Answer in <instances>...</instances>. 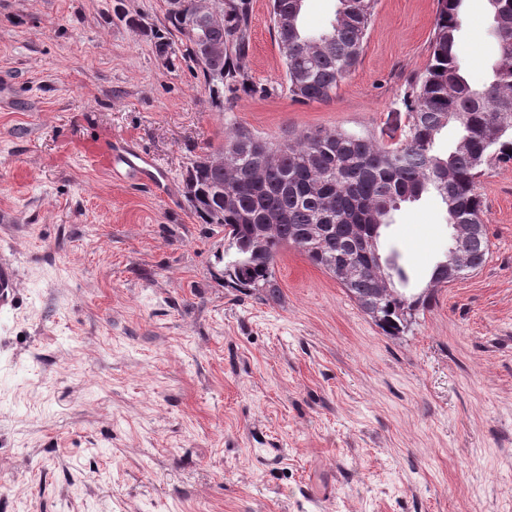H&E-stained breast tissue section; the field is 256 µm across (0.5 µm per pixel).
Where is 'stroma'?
<instances>
[{"instance_id": "stroma-1", "label": "stroma", "mask_w": 512, "mask_h": 512, "mask_svg": "<svg viewBox=\"0 0 512 512\" xmlns=\"http://www.w3.org/2000/svg\"><path fill=\"white\" fill-rule=\"evenodd\" d=\"M257 92L216 107L155 47L166 0H0V512H512V163L477 180L485 265L386 335L288 249L279 294L228 287L221 229L187 166L242 128L390 143L430 61L437 0H378L330 100L288 93L269 0H250ZM486 0H465L470 83L497 60ZM129 139L163 190L109 180L77 141ZM434 195L402 204L379 253L408 291L445 260Z\"/></svg>"}]
</instances>
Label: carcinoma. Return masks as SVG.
Segmentation results:
<instances>
[{
    "label": "carcinoma",
    "mask_w": 512,
    "mask_h": 512,
    "mask_svg": "<svg viewBox=\"0 0 512 512\" xmlns=\"http://www.w3.org/2000/svg\"><path fill=\"white\" fill-rule=\"evenodd\" d=\"M181 11L167 12L170 28L156 34L162 54L169 34L185 40L187 57L197 66L217 106L224 91H255L243 66L250 49L249 0H219L224 22L200 23L195 0ZM464 0H437L431 37V59L404 99L408 131L390 145L371 136L316 129L279 142L238 129L225 141L239 152V167L227 173L198 161L187 168L185 200L205 224L224 228L236 248L224 276L233 288L279 293L275 263L293 247L315 266L332 272L333 262L357 261L364 272L342 283L358 306L388 336L407 328L415 313L430 305L433 290L481 268L489 256L486 233L467 249V269L448 275V265L433 268L429 286L418 294L391 288L378 292L370 272L372 256L362 241L380 234L403 203L433 193L445 204L450 224L483 223L476 178L484 166L512 161V0H486L500 56L491 80L474 87L460 63L461 13ZM304 0H271V21L282 54L288 93L302 103L331 98L363 51L377 0H338L331 30L319 36L302 24ZM225 46L224 57L212 60L209 47ZM460 134L446 155L435 151L437 137L449 126ZM273 151L271 164L260 156ZM267 226L261 252L254 250L252 229ZM310 224L327 226L316 246L304 236ZM362 225L359 236L349 225Z\"/></svg>",
    "instance_id": "obj_1"
}]
</instances>
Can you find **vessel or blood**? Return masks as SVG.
Returning <instances> with one entry per match:
<instances>
[{"mask_svg": "<svg viewBox=\"0 0 512 512\" xmlns=\"http://www.w3.org/2000/svg\"><path fill=\"white\" fill-rule=\"evenodd\" d=\"M77 148L93 166L112 178L141 181L157 187L162 184L163 175L150 156L132 142L108 137L80 142Z\"/></svg>", "mask_w": 512, "mask_h": 512, "instance_id": "1", "label": "vessel or blood"}]
</instances>
